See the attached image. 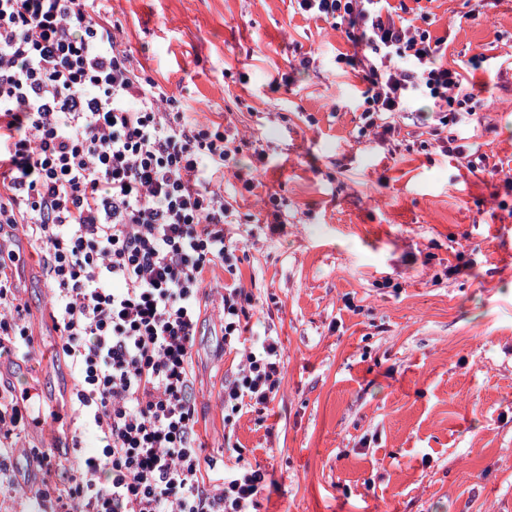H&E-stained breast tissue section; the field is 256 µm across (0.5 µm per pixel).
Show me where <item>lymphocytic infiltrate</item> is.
Here are the masks:
<instances>
[{
  "label": "lymphocytic infiltrate",
  "mask_w": 512,
  "mask_h": 512,
  "mask_svg": "<svg viewBox=\"0 0 512 512\" xmlns=\"http://www.w3.org/2000/svg\"><path fill=\"white\" fill-rule=\"evenodd\" d=\"M333 19L359 48L367 126L399 129L413 97L431 104L432 135L455 131L478 98L445 59V38L407 23L388 0H294ZM142 82L106 12L84 0H0V224L21 227L44 254L61 352L77 384L73 442L97 446L76 471L34 449L43 474L36 512H259L268 473L227 442L222 461L197 444L191 373L207 299L203 283L240 258L226 243L236 216L213 186L238 151L226 132L197 128ZM254 301L224 290V351L242 354L224 381V423L264 413L284 368L278 337L246 335ZM33 338L0 259V357L28 356ZM28 408L0 390V497L16 494L15 441Z\"/></svg>",
  "instance_id": "obj_1"
}]
</instances>
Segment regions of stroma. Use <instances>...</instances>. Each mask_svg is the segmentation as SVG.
<instances>
[{
	"label": "stroma",
	"instance_id": "1",
	"mask_svg": "<svg viewBox=\"0 0 512 512\" xmlns=\"http://www.w3.org/2000/svg\"><path fill=\"white\" fill-rule=\"evenodd\" d=\"M451 66L485 56L464 130L488 171L425 139L365 124L361 83L330 22L292 0H107L120 49L200 125L222 124L239 152L224 171L241 283L255 329L279 336L285 368L264 415H243L244 462L270 474L261 512H512V0L469 19L476 0H390ZM308 59L300 67V59ZM281 225H274V218ZM0 248L18 303L49 302L41 255L20 229ZM194 346L197 432L224 451L220 395L224 286ZM25 367L31 417L71 420L76 378L57 332ZM5 362L6 377L21 367Z\"/></svg>",
	"mask_w": 512,
	"mask_h": 512
}]
</instances>
